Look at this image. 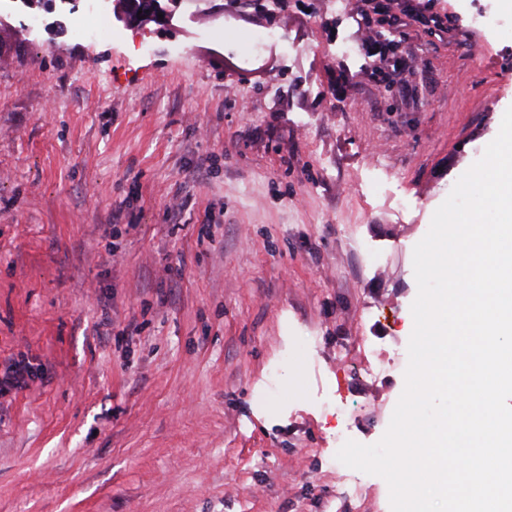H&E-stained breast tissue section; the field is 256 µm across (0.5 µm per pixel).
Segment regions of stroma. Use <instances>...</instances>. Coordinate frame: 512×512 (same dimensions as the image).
<instances>
[{
    "instance_id": "obj_1",
    "label": "stroma",
    "mask_w": 512,
    "mask_h": 512,
    "mask_svg": "<svg viewBox=\"0 0 512 512\" xmlns=\"http://www.w3.org/2000/svg\"><path fill=\"white\" fill-rule=\"evenodd\" d=\"M433 3L384 64L358 0L93 42L0 12V512H391L336 435L386 432L414 247L512 106L471 19L512 0ZM30 374V365L29 363H26L25 360L12 361L5 368L4 375L0 380V392L21 386L24 383L26 376H30Z\"/></svg>"
}]
</instances>
